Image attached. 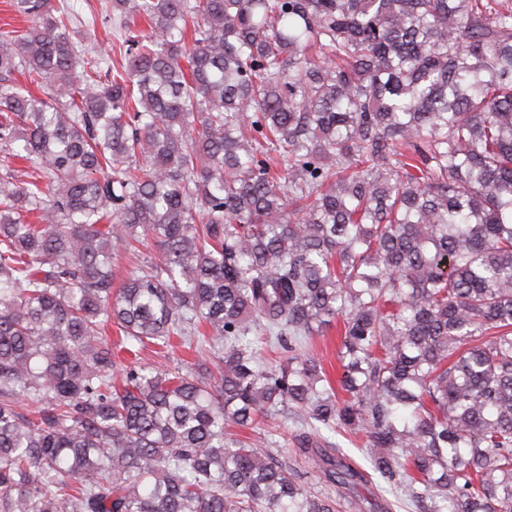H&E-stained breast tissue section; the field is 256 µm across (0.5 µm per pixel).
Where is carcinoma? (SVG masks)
<instances>
[{
	"label": "carcinoma",
	"mask_w": 512,
	"mask_h": 512,
	"mask_svg": "<svg viewBox=\"0 0 512 512\" xmlns=\"http://www.w3.org/2000/svg\"><path fill=\"white\" fill-rule=\"evenodd\" d=\"M14 7L0 512H336L278 434L230 431L268 417L339 492L368 482L347 433L412 512H512L508 0ZM99 19L119 70L83 50ZM335 323L336 389L298 353ZM112 325L198 358L118 383ZM348 439H349V437H347V439H345L341 436H336V440H338L340 442L341 446L343 447V451L346 454L347 462H349L354 467L361 466L366 471L371 472L369 469L368 456L366 454L365 449L363 447H361L362 446L361 440L359 438L351 437V439L353 440V443H354V444H351L348 441Z\"/></svg>",
	"instance_id": "carcinoma-1"
}]
</instances>
